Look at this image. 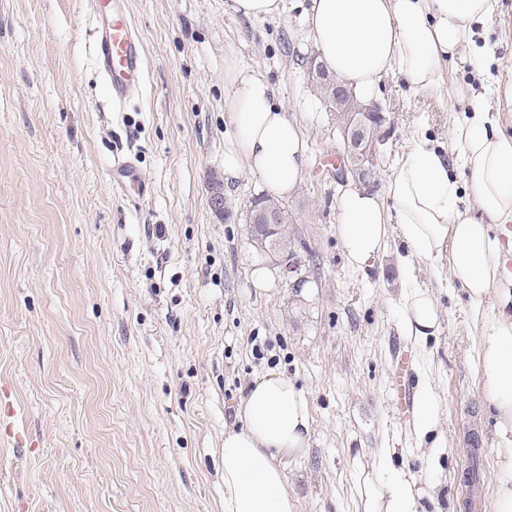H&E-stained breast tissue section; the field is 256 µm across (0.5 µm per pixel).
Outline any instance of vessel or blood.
I'll use <instances>...</instances> for the list:
<instances>
[{"label":"vessel or blood","instance_id":"vessel-or-blood-1","mask_svg":"<svg viewBox=\"0 0 512 512\" xmlns=\"http://www.w3.org/2000/svg\"><path fill=\"white\" fill-rule=\"evenodd\" d=\"M110 9L94 33L96 62L112 90L113 103H121L144 81V48L128 18L127 0H105Z\"/></svg>","mask_w":512,"mask_h":512}]
</instances>
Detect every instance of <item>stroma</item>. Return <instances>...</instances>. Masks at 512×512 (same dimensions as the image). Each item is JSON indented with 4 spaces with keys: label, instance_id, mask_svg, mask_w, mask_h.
<instances>
[{
    "label": "stroma",
    "instance_id": "stroma-1",
    "mask_svg": "<svg viewBox=\"0 0 512 512\" xmlns=\"http://www.w3.org/2000/svg\"><path fill=\"white\" fill-rule=\"evenodd\" d=\"M128 3L145 84L119 106L95 61L96 0H0V388L16 410L0 413V512H224V431L269 369L304 388L312 410L310 450L285 465L297 512H356V462L381 448L414 473L426 462L390 379L406 343L399 268L388 255L353 270L336 235L341 138L303 67L310 0L264 20L234 14L229 0ZM229 51L267 75L309 147L283 200L310 251L299 288L251 242L243 215L264 192L257 177L225 185L234 220L210 207L209 175L223 173L231 133ZM509 83L512 0H498L440 90L384 80L371 192L420 136L454 154L469 97L512 135V102L496 92ZM120 163L146 197L118 188ZM257 268L272 272L269 289L253 284ZM418 278L440 295L441 330L412 370L430 371L454 450L435 474L437 501L420 509L489 512L493 431L464 297L428 268Z\"/></svg>",
    "mask_w": 512,
    "mask_h": 512
}]
</instances>
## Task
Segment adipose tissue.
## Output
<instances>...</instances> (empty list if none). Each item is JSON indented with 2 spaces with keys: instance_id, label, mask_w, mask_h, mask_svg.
<instances>
[{
  "instance_id": "adipose-tissue-1",
  "label": "adipose tissue",
  "mask_w": 512,
  "mask_h": 512,
  "mask_svg": "<svg viewBox=\"0 0 512 512\" xmlns=\"http://www.w3.org/2000/svg\"><path fill=\"white\" fill-rule=\"evenodd\" d=\"M495 0H311L305 13L319 60L360 99L374 98L384 77L402 76L419 91L440 87L445 70L490 18ZM457 126L456 157L470 173L466 206L445 154L419 138L375 195L350 185L338 201L336 233L349 266L363 272L386 253L403 271L400 330L425 353L440 329V299L420 285L419 265L461 289L473 329L471 357L483 404L493 418L490 512H512V136L481 100ZM224 110L233 135L224 173L256 176L288 196L305 171L307 146L266 75L224 58ZM417 444L430 468L448 453L435 384L423 377L413 404ZM224 432V512H295L283 468L309 450L310 402L278 371L255 378ZM378 449L355 476L359 512H419V476Z\"/></svg>"
}]
</instances>
